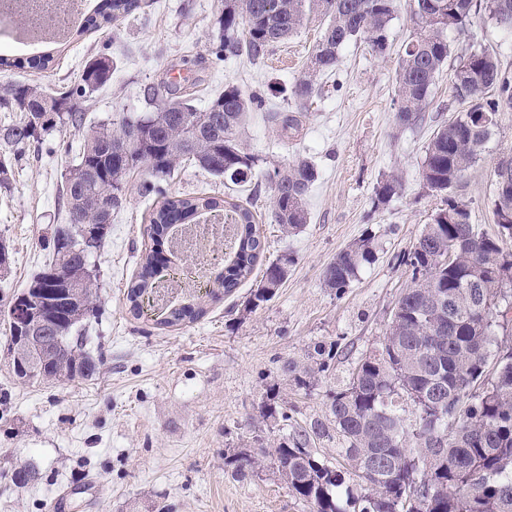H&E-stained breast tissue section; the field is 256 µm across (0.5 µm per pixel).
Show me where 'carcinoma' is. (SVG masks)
<instances>
[{
  "instance_id": "carcinoma-1",
  "label": "carcinoma",
  "mask_w": 512,
  "mask_h": 512,
  "mask_svg": "<svg viewBox=\"0 0 512 512\" xmlns=\"http://www.w3.org/2000/svg\"><path fill=\"white\" fill-rule=\"evenodd\" d=\"M139 0H101L85 17L79 34L119 22ZM413 36L403 45L396 74L399 127L412 129L433 100L439 74L451 65L448 97L462 106L432 136L420 176L442 196V205L402 262L411 268V284L398 297L381 346L365 353L348 383L327 392V421L308 426L290 423L278 406L279 385L266 388L260 417L274 437L254 436L247 448L224 452V467L244 475L271 457L289 493L310 512H512V349L495 342L496 328L512 313V154L493 173L492 207L496 233L475 230L468 204L453 189L472 168L498 125L512 110V72L498 54L480 47L452 57L450 38L465 32L483 11L512 32V0H409ZM396 0H224L217 18L216 58L245 53L262 59L270 46L291 37L312 14L324 17L307 68L290 87L297 107L318 95V77L333 70L341 48L361 41L377 54L388 48L389 23ZM112 76V61L89 62L80 83L66 92L39 84H9L0 89V106L21 113L0 126V147L19 149L36 136L31 114L55 113L41 133L79 127L84 98ZM151 112L129 113L117 126L101 125L87 134L75 164L64 177L66 223L53 230V260L20 293L0 305L8 323L5 337L12 373L27 381L51 383L88 380L104 362L94 358L78 326L97 310V276L85 273L90 258L105 242L109 225L85 244V228L104 208L103 185L112 184V208L125 194L135 171L164 180L178 164L191 161L234 184L245 183L257 159L243 151L239 135L253 100L227 84L224 93L198 109L173 84L148 92ZM71 107L55 112L58 101ZM267 120L290 137L299 127L294 112H270ZM318 176L312 161L298 158L270 175L274 186L271 222L286 229L307 223L306 195ZM402 183L392 177L375 189L380 203L390 201ZM224 215L234 227L232 249L224 253V271L207 277L208 293L231 295L248 280L266 251L265 236L250 207L237 200L207 196H167L149 214L150 237L171 241L177 227L197 225L204 216ZM156 253L142 257L141 271L127 287L129 310L143 313L155 283L176 264ZM375 259L374 237L367 236L336 255L323 273L324 284L344 291ZM288 272L287 262L269 263L244 311L270 301ZM206 314L197 301L172 306L160 325L193 323ZM50 339L47 347L21 340L24 326ZM336 343L323 344L306 361L288 360L286 380L307 390L329 372ZM336 432L345 465L337 467L312 448L317 438Z\"/></svg>"
}]
</instances>
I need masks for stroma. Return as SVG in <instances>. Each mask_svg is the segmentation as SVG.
<instances>
[{
  "instance_id": "1",
  "label": "stroma",
  "mask_w": 512,
  "mask_h": 512,
  "mask_svg": "<svg viewBox=\"0 0 512 512\" xmlns=\"http://www.w3.org/2000/svg\"><path fill=\"white\" fill-rule=\"evenodd\" d=\"M224 0H142L117 25L65 41L52 68L0 71V83L40 84L66 90L85 65L112 61L108 83L83 104L81 128H64L40 143L0 153L10 184L0 188V239L10 269L0 277V300L27 287L52 259V232L63 223L61 183L75 163L91 128L112 123L124 112H145L147 88L169 76L180 80L196 107H204L238 85L254 96L241 141L257 164L239 192L267 239L266 261L289 257L288 277L276 296L250 315L242 310L262 273L235 293L207 300L200 321L175 328L159 325L161 312L133 316L127 287L153 242L148 216L171 195L223 197L224 178L194 164L179 165L172 180L145 190V172L130 175L122 206L91 259L98 271L99 311L86 324L91 349L104 364L92 379L73 383H22L11 373L0 324V512H54L68 494V512H309L289 494L272 461L237 476L224 468V450L250 443L259 429L265 388L278 383L279 399L299 424L327 415L326 394L344 386L361 354L380 347L392 307L411 282L402 262L424 224L441 205L424 188L420 167L435 130L454 107L448 78L440 76L424 122L413 129L395 123L398 52L412 34L405 0L389 25V48L378 56L362 42L346 44L338 65L321 77V91L306 107L300 131L285 138L267 122L270 112H291L292 83L303 72L323 26L311 16L288 40L274 44L263 60L228 56L211 49ZM453 53L469 47L498 52L512 71V33L486 14L473 16ZM512 153V112L501 113L473 169L456 192L471 221L492 233L496 226L490 194L499 159ZM312 160L318 178L307 198L308 221L293 235L270 221L274 167L297 157ZM402 189L391 202L376 204L375 187L391 174ZM374 236V261L344 293L326 288L325 267L341 250ZM337 343L331 373L304 391L282 380L284 360H304L318 344ZM35 464L27 485L16 474Z\"/></svg>"
}]
</instances>
